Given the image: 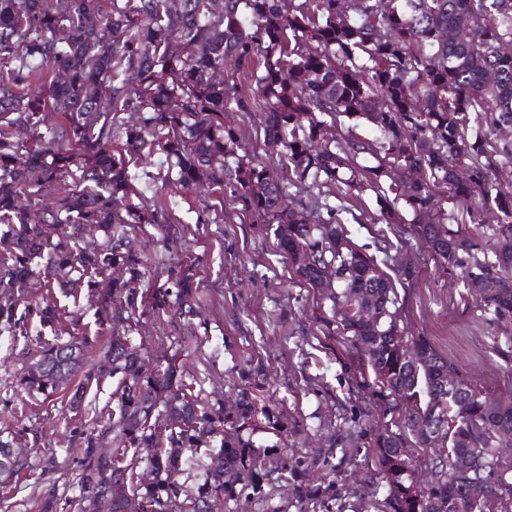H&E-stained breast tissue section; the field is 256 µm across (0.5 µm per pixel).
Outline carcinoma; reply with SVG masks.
Wrapping results in <instances>:
<instances>
[{
    "label": "carcinoma",
    "mask_w": 512,
    "mask_h": 512,
    "mask_svg": "<svg viewBox=\"0 0 512 512\" xmlns=\"http://www.w3.org/2000/svg\"><path fill=\"white\" fill-rule=\"evenodd\" d=\"M463 26L470 38H441ZM502 41L512 42V0H0V336L28 320L53 334L18 378L31 396L69 388L83 415L91 391L107 377L115 384V406L94 410L64 454L43 460L44 475L77 468L78 496L66 502L50 486L40 512H84L90 499L98 512H170L178 500L208 512L243 494L267 499L275 470L301 512L336 496L330 473L310 478L318 461L239 436L259 413L277 422L274 412L242 398L227 416L175 362L145 368L131 342L148 314L161 318L173 302L193 312L195 267L147 288L133 241L146 224L174 223L173 208L201 182L211 199L197 223H224L226 201L263 218L298 281L330 302L326 330L373 375L388 417L364 443L387 486L374 512H483L487 495L512 501V464L491 482L489 459L475 453L512 448V403L462 376L448 390L456 369L409 329L404 290L417 272L392 254L410 228L463 287L483 283L484 311L512 320V142L499 138L512 127V55L499 53ZM229 109L263 113L260 137L277 164L243 145L224 121ZM362 125L373 134L355 133ZM153 154L163 156L159 171L139 170ZM398 170L412 178L395 181ZM159 182L170 205L136 203ZM367 197L375 211L354 213ZM352 222L387 226L376 253L353 240ZM92 228L104 242L87 247ZM90 311L94 331L83 322ZM0 432L9 490L34 469L13 445L38 441L39 430L19 420ZM422 448L449 449L424 456V483ZM142 464L154 474L147 483L134 481Z\"/></svg>",
    "instance_id": "obj_1"
}]
</instances>
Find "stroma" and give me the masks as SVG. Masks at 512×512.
<instances>
[{"label": "stroma", "instance_id": "35a3bbf8", "mask_svg": "<svg viewBox=\"0 0 512 512\" xmlns=\"http://www.w3.org/2000/svg\"><path fill=\"white\" fill-rule=\"evenodd\" d=\"M206 195L199 190L181 204L179 221L168 231L149 228L134 243L156 285L188 257L198 258L203 291L197 313L145 316L133 342L151 357L176 360L185 382L202 397L223 400L225 412H234L243 396L274 410L278 424L258 419L241 428L242 438L260 448L284 445L297 456L330 458L336 500L328 512H372L373 499H384L387 489L371 480L372 451L364 442L382 413L358 384L354 351L323 335L317 295L274 255L260 219L244 220L228 204L223 223H197L194 206ZM400 256L419 270L410 295L411 331L429 337L487 394L512 399V322L492 321L418 240L406 243ZM38 342L33 327L24 337H0V421L17 408L26 424L41 430L40 441L28 447L34 456L62 448L78 424L62 401L41 403L17 386L26 353Z\"/></svg>", "mask_w": 512, "mask_h": 512}]
</instances>
